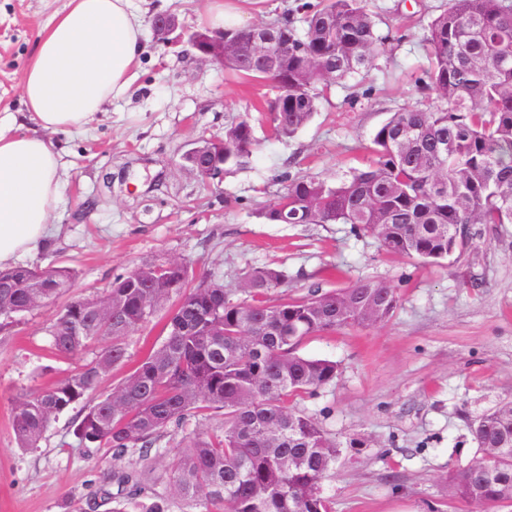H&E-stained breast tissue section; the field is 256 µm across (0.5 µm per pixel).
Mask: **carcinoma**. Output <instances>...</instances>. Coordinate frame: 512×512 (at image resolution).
Returning <instances> with one entry per match:
<instances>
[{"mask_svg":"<svg viewBox=\"0 0 512 512\" xmlns=\"http://www.w3.org/2000/svg\"><path fill=\"white\" fill-rule=\"evenodd\" d=\"M300 18L224 27V68L275 81L259 111L292 136L318 112L327 87L359 75L381 44L367 0H326ZM426 107L394 112L372 137L364 170L329 182L286 175L279 199L258 213L280 224H348L388 253L439 263L462 252L477 225L512 224V0H448L425 38ZM224 170L246 166L257 149L253 117L241 114L219 136ZM189 263L143 261L100 295L63 304L48 326L60 358L94 357L46 388L18 395L12 426L36 448L74 405V434L112 451L122 465L102 473L111 512H331L321 495L340 448L300 400L331 385L339 367L298 353L316 335L386 323L395 289L376 281L291 298L275 291L285 274L264 266L244 278L245 298L202 278ZM69 267L0 268V335L55 304L74 287ZM174 307L163 340L106 393L103 376L124 364L126 340ZM482 457L449 475L448 496L485 512L512 504V400L468 423ZM499 448L494 459L483 458ZM174 453L173 488L148 479Z\"/></svg>","mask_w":512,"mask_h":512,"instance_id":"1","label":"carcinoma"}]
</instances>
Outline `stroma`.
Returning a JSON list of instances; mask_svg holds the SVG:
<instances>
[{"label":"stroma","instance_id":"1","mask_svg":"<svg viewBox=\"0 0 512 512\" xmlns=\"http://www.w3.org/2000/svg\"><path fill=\"white\" fill-rule=\"evenodd\" d=\"M219 0H131L145 27L132 95L112 100L91 124L53 134L60 198L47 247L21 265L67 266L69 294L103 293L140 261L177 257L195 277L223 281L243 296L245 275L271 265L288 276L285 293L386 283L400 304L391 319L308 338L301 355L335 361V383L305 399L340 446L322 485L333 512H472L450 500L448 474L477 455L467 417L512 399V224L485 225L468 248L438 265L392 255L346 224H272L258 213L283 193L284 174L334 179L365 168L371 138L391 115L426 102L416 79L428 66L427 24L448 0H368L382 38L357 88L328 87L318 112L292 137L269 124L254 130L248 166L207 182L182 170L198 139L223 133L271 95L183 47L158 41L153 16L177 13L185 30L210 27ZM251 25L321 0H220ZM68 0H0V117L23 111L20 72L39 31ZM56 306L28 314L0 337V512H110L98 477L114 465L105 448L82 447L79 408L62 413L39 447L19 448L11 424L17 395L77 369L46 332ZM165 316L132 333L127 365L109 390L160 339Z\"/></svg>","mask_w":512,"mask_h":512}]
</instances>
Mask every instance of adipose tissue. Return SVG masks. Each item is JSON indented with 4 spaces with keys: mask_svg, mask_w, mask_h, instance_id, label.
<instances>
[{
    "mask_svg": "<svg viewBox=\"0 0 512 512\" xmlns=\"http://www.w3.org/2000/svg\"><path fill=\"white\" fill-rule=\"evenodd\" d=\"M142 23L130 0H69L38 34L20 77L39 130L0 126V266L43 243L59 202V154L50 133L86 126L130 93Z\"/></svg>",
    "mask_w": 512,
    "mask_h": 512,
    "instance_id": "1",
    "label": "adipose tissue"
}]
</instances>
